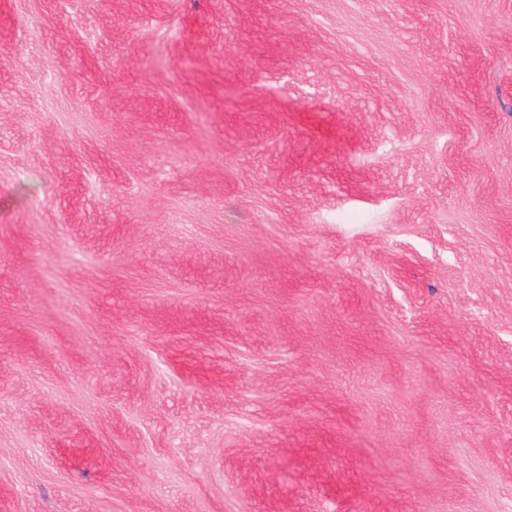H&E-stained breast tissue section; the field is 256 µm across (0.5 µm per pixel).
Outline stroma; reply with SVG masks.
I'll return each instance as SVG.
<instances>
[{
    "label": "stroma",
    "mask_w": 512,
    "mask_h": 512,
    "mask_svg": "<svg viewBox=\"0 0 512 512\" xmlns=\"http://www.w3.org/2000/svg\"><path fill=\"white\" fill-rule=\"evenodd\" d=\"M0 512H512V0H0Z\"/></svg>",
    "instance_id": "35a3bbf8"
}]
</instances>
